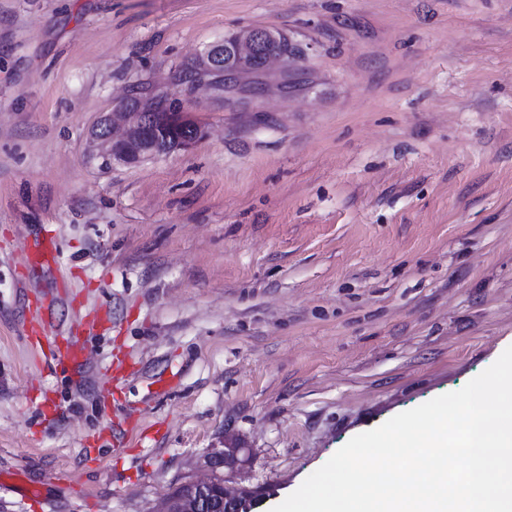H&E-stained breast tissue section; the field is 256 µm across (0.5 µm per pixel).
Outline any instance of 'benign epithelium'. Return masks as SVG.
I'll list each match as a JSON object with an SVG mask.
<instances>
[{
    "instance_id": "1",
    "label": "benign epithelium",
    "mask_w": 512,
    "mask_h": 512,
    "mask_svg": "<svg viewBox=\"0 0 512 512\" xmlns=\"http://www.w3.org/2000/svg\"><path fill=\"white\" fill-rule=\"evenodd\" d=\"M285 33L278 29L252 27L224 36L209 44L190 63L189 69L176 76L180 106L162 118L155 110L144 107V100L129 106L133 95L125 97L113 111L104 113L89 131L90 158L99 167L108 169L114 163L137 164L164 152L187 150L204 137L200 125L186 115L185 105L191 95L201 89L210 90L222 101L235 91L252 100L269 90V66L283 64L278 71L280 87L290 82L289 58L277 46ZM174 122H186L191 133L174 145L160 147L165 128ZM251 451L234 436H224V446L210 448L203 456L202 475L189 481L190 492L177 503L168 497L159 512H213L212 502L218 500L227 512H253L263 491L240 485L229 491V484L249 465Z\"/></svg>"
}]
</instances>
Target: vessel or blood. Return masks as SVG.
I'll use <instances>...</instances> for the list:
<instances>
[{"mask_svg": "<svg viewBox=\"0 0 512 512\" xmlns=\"http://www.w3.org/2000/svg\"><path fill=\"white\" fill-rule=\"evenodd\" d=\"M26 261L50 275L54 282L62 281L57 245L52 237H42L35 249L28 251ZM25 335L40 351L49 367L77 376L84 372L86 363L80 348L70 337L58 335L52 326L51 310L48 306H35L25 326Z\"/></svg>", "mask_w": 512, "mask_h": 512, "instance_id": "1", "label": "vessel or blood"}]
</instances>
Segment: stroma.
I'll use <instances>...</instances> for the list:
<instances>
[{
    "label": "stroma",
    "instance_id": "stroma-1",
    "mask_svg": "<svg viewBox=\"0 0 512 512\" xmlns=\"http://www.w3.org/2000/svg\"><path fill=\"white\" fill-rule=\"evenodd\" d=\"M254 26L305 51L288 89L197 94L190 150L90 160L128 86ZM45 233L57 324L112 316L79 378L24 334ZM510 346L512 0H0V470L42 490L0 512H155L228 433L271 512ZM26 262L50 275L56 285L63 279V275L58 268L57 245L52 237H42L35 249L27 252Z\"/></svg>",
    "mask_w": 512,
    "mask_h": 512
}]
</instances>
